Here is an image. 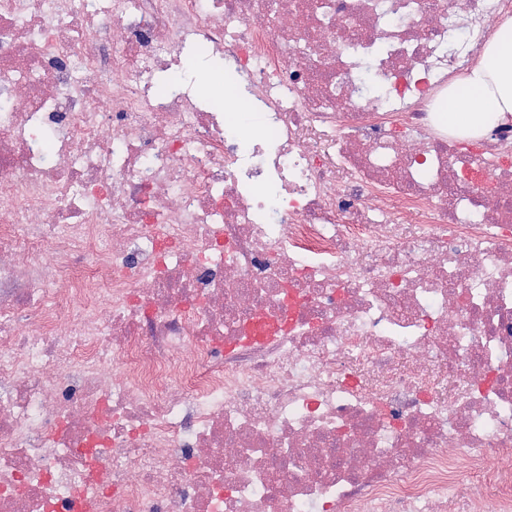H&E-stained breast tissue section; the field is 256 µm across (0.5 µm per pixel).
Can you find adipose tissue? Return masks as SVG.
<instances>
[{
	"label": "adipose tissue",
	"mask_w": 512,
	"mask_h": 512,
	"mask_svg": "<svg viewBox=\"0 0 512 512\" xmlns=\"http://www.w3.org/2000/svg\"><path fill=\"white\" fill-rule=\"evenodd\" d=\"M511 117L512 16H506L497 22L475 63L450 82L439 107V121L449 136L481 140Z\"/></svg>",
	"instance_id": "obj_1"
}]
</instances>
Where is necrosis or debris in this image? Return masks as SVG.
<instances>
[{
    "instance_id": "necrosis-or-debris-1",
    "label": "necrosis or debris",
    "mask_w": 512,
    "mask_h": 512,
    "mask_svg": "<svg viewBox=\"0 0 512 512\" xmlns=\"http://www.w3.org/2000/svg\"><path fill=\"white\" fill-rule=\"evenodd\" d=\"M390 2L0 0V512H512V0ZM438 112L448 136L461 140H482L512 117V16L497 22L480 57L449 83Z\"/></svg>"
}]
</instances>
